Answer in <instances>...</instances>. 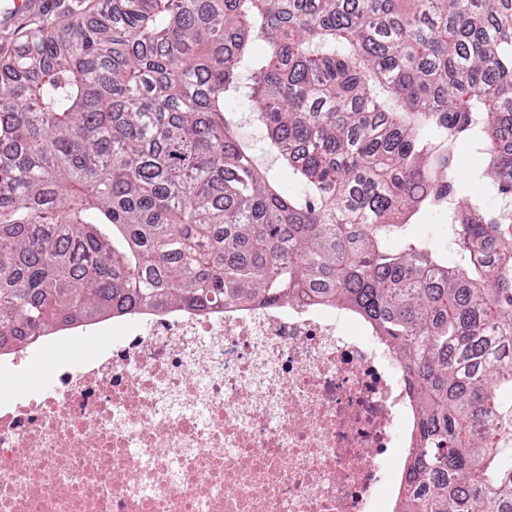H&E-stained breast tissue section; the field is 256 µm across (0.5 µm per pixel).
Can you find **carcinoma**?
<instances>
[{
    "label": "carcinoma",
    "instance_id": "carcinoma-1",
    "mask_svg": "<svg viewBox=\"0 0 512 512\" xmlns=\"http://www.w3.org/2000/svg\"><path fill=\"white\" fill-rule=\"evenodd\" d=\"M229 96L299 192L258 168ZM459 141L495 205L458 188ZM428 209L452 251L405 235ZM287 299L349 309L403 364L394 512H512V0H104L20 33L0 57V354Z\"/></svg>",
    "mask_w": 512,
    "mask_h": 512
}]
</instances>
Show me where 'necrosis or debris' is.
Returning a JSON list of instances; mask_svg holds the SVG:
<instances>
[{
  "mask_svg": "<svg viewBox=\"0 0 512 512\" xmlns=\"http://www.w3.org/2000/svg\"><path fill=\"white\" fill-rule=\"evenodd\" d=\"M40 341L48 384L0 400V512H386L415 407L393 349L282 302L93 322Z\"/></svg>",
  "mask_w": 512,
  "mask_h": 512,
  "instance_id": "1",
  "label": "necrosis or debris"
}]
</instances>
